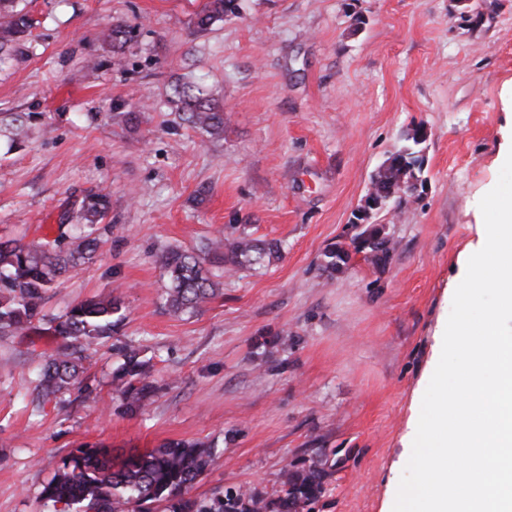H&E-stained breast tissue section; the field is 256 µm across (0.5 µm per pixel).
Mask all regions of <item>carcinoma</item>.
Here are the masks:
<instances>
[{
  "label": "carcinoma",
  "instance_id": "1",
  "mask_svg": "<svg viewBox=\"0 0 512 512\" xmlns=\"http://www.w3.org/2000/svg\"><path fill=\"white\" fill-rule=\"evenodd\" d=\"M236 0H210L196 15L195 25L207 29L227 14H236ZM34 25V19L18 7V0H0V67L8 64ZM130 30L116 23L106 30L112 50L127 43ZM171 103L188 126L211 137L224 134V112L204 85L179 82L172 87ZM37 112H6L0 117V132H8L16 143L27 136ZM392 153L394 166L379 175L375 185L385 191L401 180H410L412 155L419 152L416 137ZM110 197L106 193L85 196L71 216L70 232L46 236L32 248L18 240L0 241V336H16L45 319V305L57 281L75 268L95 260L99 248V224L107 217ZM357 252L373 264L386 262L391 249L379 243L365 248L351 238ZM240 267L265 257L277 258L280 246L251 236L246 230L224 242L203 245L199 253L167 249L158 255L168 287L164 305L173 312H193L215 296L216 288L204 272L206 256ZM124 320L122 302L117 298H89L68 307L51 319L53 333L65 340L64 348L44 360L36 374V401L70 389L84 372L83 353L92 345L114 337ZM115 391L123 400L126 414L140 412L147 398L157 390L150 381L149 362L129 350L113 372ZM213 460V451L200 444L171 442L144 454H131L113 463L105 447L75 449L43 490L44 499L60 503L75 512H153V505L166 504L167 512H299L313 503L322 490V471L315 465L292 472L277 497L264 500L250 492L226 493L204 504L185 497L188 487L203 474Z\"/></svg>",
  "mask_w": 512,
  "mask_h": 512
}]
</instances>
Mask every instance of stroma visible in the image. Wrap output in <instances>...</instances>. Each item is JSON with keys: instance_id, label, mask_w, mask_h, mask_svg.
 <instances>
[{"instance_id": "stroma-1", "label": "stroma", "mask_w": 512, "mask_h": 512, "mask_svg": "<svg viewBox=\"0 0 512 512\" xmlns=\"http://www.w3.org/2000/svg\"><path fill=\"white\" fill-rule=\"evenodd\" d=\"M206 2H21L35 24L0 69V112L42 118L19 149L0 136V238L39 241L75 200L109 192L96 260L61 278L45 310L116 297L125 319L87 354L90 392L38 408L40 355L58 338L43 322L0 336V512H54L42 492L75 448L171 441L214 450L193 499L271 496L318 460L311 512H393L512 126V0H238L201 31ZM116 23L132 30L119 55L103 40ZM181 80L209 89L222 138L179 120ZM418 125L426 187L378 215L388 262L354 253L326 269L371 175ZM241 225L281 241L280 257L232 273L205 262L215 297L170 312L158 254ZM124 344L158 384L132 416L112 382Z\"/></svg>"}]
</instances>
